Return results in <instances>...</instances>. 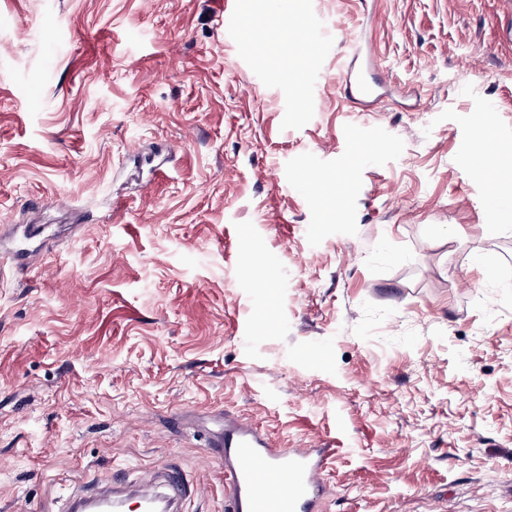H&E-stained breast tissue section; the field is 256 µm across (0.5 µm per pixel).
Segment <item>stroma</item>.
Masks as SVG:
<instances>
[{
	"label": "stroma",
	"instance_id": "obj_1",
	"mask_svg": "<svg viewBox=\"0 0 512 512\" xmlns=\"http://www.w3.org/2000/svg\"><path fill=\"white\" fill-rule=\"evenodd\" d=\"M225 2L0 0V261L50 236L0 284V512L153 469L229 512L218 413L329 449L323 512H512V168L469 162L512 8ZM380 54L377 41L368 40L364 48L352 53L344 70L343 81L349 99L358 107L368 108L380 97L378 86L367 77L369 68L377 64Z\"/></svg>",
	"mask_w": 512,
	"mask_h": 512
}]
</instances>
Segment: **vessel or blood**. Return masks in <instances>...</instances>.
Segmentation results:
<instances>
[{
    "label": "vessel or blood",
    "instance_id": "1",
    "mask_svg": "<svg viewBox=\"0 0 512 512\" xmlns=\"http://www.w3.org/2000/svg\"><path fill=\"white\" fill-rule=\"evenodd\" d=\"M380 56L375 40L356 50L343 73L348 96L355 105L367 108L380 96L367 72ZM214 447L224 451V482L231 512H318V490L323 484L328 453L322 448H278L264 433L238 423H225L213 437ZM162 479L170 512H177L186 494L181 479L170 474H148L146 482ZM116 497L103 489L93 497L72 498L68 512H110Z\"/></svg>",
    "mask_w": 512,
    "mask_h": 512
}]
</instances>
